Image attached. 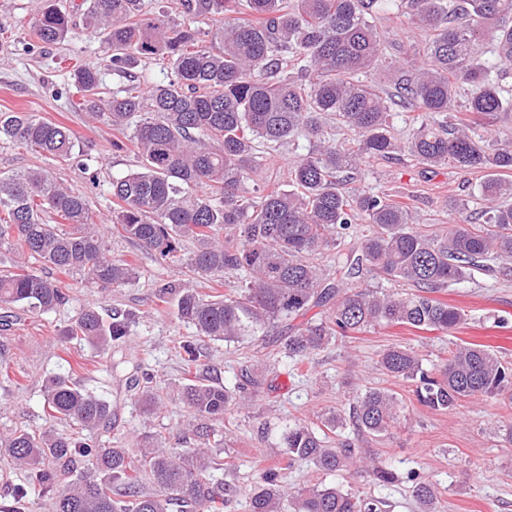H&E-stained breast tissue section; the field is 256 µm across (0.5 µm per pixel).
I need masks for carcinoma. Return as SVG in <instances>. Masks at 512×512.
<instances>
[{"instance_id": "cac0c4a2", "label": "carcinoma", "mask_w": 512, "mask_h": 512, "mask_svg": "<svg viewBox=\"0 0 512 512\" xmlns=\"http://www.w3.org/2000/svg\"><path fill=\"white\" fill-rule=\"evenodd\" d=\"M244 4L247 18L224 20ZM187 20L147 11L144 0H83V26L101 37L105 67L132 78L140 60L168 62L174 78L142 92L124 85L102 99L98 67L74 70L79 108L90 120L122 132L115 140L136 149L137 168L112 180L117 208L112 223L122 236L155 252L164 262H185V278L164 289L179 318L196 336L244 343L283 318L304 316L330 305L328 315L310 318L285 340L295 364H305L332 340L376 326H403L450 334L465 323V310L433 297L463 281L470 270L499 263L512 275V143L475 138L460 119L450 121L457 97L463 111L494 115L512 110L504 95L503 65L512 63V0H179ZM430 32L420 60L406 57L393 91L367 84L361 75L380 65L384 48L376 20L390 11ZM211 23L215 32L202 25ZM72 14L57 0H44L34 36L54 44L73 33ZM211 37V44L205 37ZM493 43V53L482 50ZM424 117L403 146L391 134L390 106ZM305 139L309 149L288 170V188L245 184L261 166L264 147ZM0 141L20 142L31 151L69 161L80 153L69 128L32 112H1ZM419 163H453L482 173L476 197L485 202L475 224L461 208L449 229L429 234L413 223L411 209L387 195L355 185V170L372 159L402 150ZM63 220L49 224L45 215ZM373 225L357 255L347 256V274L366 269L410 292L352 287L323 275L309 259L339 249L357 220ZM194 249L181 258L184 240ZM81 276L110 291L136 275L114 259L89 199L43 168L0 174V304L32 313L66 303L63 282L37 269ZM236 273L229 291L203 295L199 277ZM135 312L105 319L85 309L63 331L70 340L101 351L129 335ZM186 382L177 397L193 414L192 428L214 443L223 432L208 425L224 416L233 400L224 386L202 375L203 352L191 340L178 346ZM388 373L416 383L418 401L434 412L457 408L466 398L509 396L512 368L481 345L456 346L434 376L410 348L391 346L381 355ZM135 402L144 412L158 407L150 381L137 385ZM49 417L77 432L16 430L0 437L25 481L0 496V512H20L29 495L51 492L49 512H224L241 493L234 482L214 483L219 463L203 448L173 451L146 435L140 448H112L98 431L112 420L110 404L66 374L47 379L43 390ZM393 393L370 388L354 397L350 419L367 442L398 422ZM270 455L289 463L304 460L325 475L364 471L376 486L396 473L382 462L363 465L362 449L329 444L313 426L283 428ZM91 473L67 481L76 458ZM153 490L146 492L143 476ZM420 512H435L436 487L411 473ZM249 512H387L386 501L323 483L294 492L281 485V467L261 473L247 492Z\"/></svg>"}]
</instances>
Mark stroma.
<instances>
[{"label":"stroma","instance_id":"35a3bbf8","mask_svg":"<svg viewBox=\"0 0 512 512\" xmlns=\"http://www.w3.org/2000/svg\"><path fill=\"white\" fill-rule=\"evenodd\" d=\"M44 0H0V112H32L67 126L85 150L79 160L58 162L24 146L0 142V172L45 168L75 192L89 197L95 223L106 225L114 205L111 183L137 165L134 151L112 147L117 133L111 127L86 123L78 108L79 93L72 73L81 65L100 64L102 45L87 31L64 41L36 46L31 26ZM357 186L403 202L417 213L422 228L439 233L451 224L448 204L468 199L479 174L453 165L426 167L408 154L393 160L361 165ZM111 255L135 264V282L104 292L76 277L66 278L68 303L47 314L12 308L5 332L7 353L0 362L23 371L19 385L0 382V434L20 427L50 428L43 408V384L54 373L70 374L77 383L94 389L112 406L105 435L112 445L136 447L144 434L161 437L169 448H201L204 436L187 430L189 413L180 400H166L163 408L143 413L131 397L137 377L151 374L157 386L177 388L185 373L176 350L178 341L194 336L171 304L160 302L162 288L176 282V269L156 255L132 244L115 231L106 233ZM438 298L466 310L470 319L453 335L402 326L368 329L318 351L307 375L295 372L282 346L296 328L293 320L277 322L266 335L243 344L205 341L207 379L235 387L244 374L259 373L261 388H248V405L228 407L224 414V445L217 456L232 465L217 470L214 480H233L247 486L271 463L267 450L282 427L302 420L317 421L328 410L348 413L354 396L370 387L391 391L404 412L399 424L379 441L367 443L368 454L390 464L398 479L378 487L355 475L353 490L387 500L392 512H419L407 479L417 472L437 484V512H512V447H504L502 429L512 425V401L476 398L455 410L435 413L421 405L415 384L387 374L380 366L382 352L394 345L411 347L425 365L441 366L453 344L488 346L512 363V279L478 270L469 279L442 288ZM104 315L132 311L139 318L121 345L98 353L65 340L61 331L87 308Z\"/></svg>","mask_w":512,"mask_h":512}]
</instances>
